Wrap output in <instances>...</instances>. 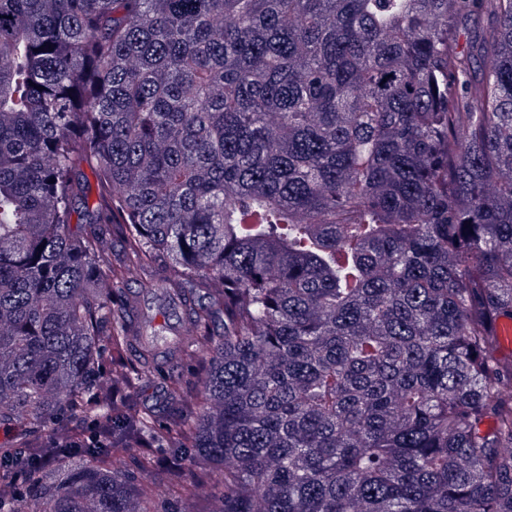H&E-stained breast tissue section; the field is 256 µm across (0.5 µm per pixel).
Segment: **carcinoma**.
<instances>
[{"label":"carcinoma","mask_w":512,"mask_h":512,"mask_svg":"<svg viewBox=\"0 0 512 512\" xmlns=\"http://www.w3.org/2000/svg\"><path fill=\"white\" fill-rule=\"evenodd\" d=\"M502 318L512 0H0L7 512H512ZM162 381L161 376L155 375L150 379H142L139 384L138 398L151 409L163 405Z\"/></svg>","instance_id":"obj_1"}]
</instances>
